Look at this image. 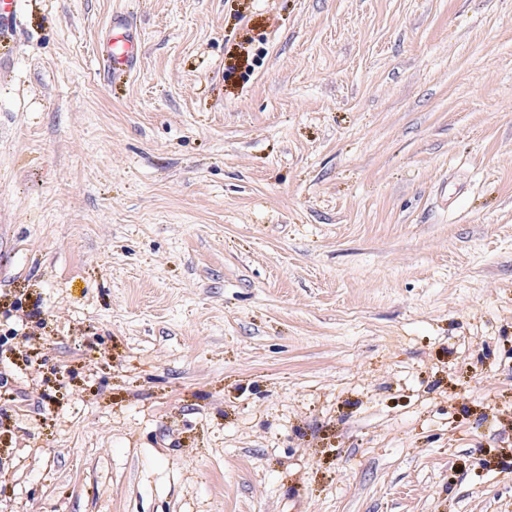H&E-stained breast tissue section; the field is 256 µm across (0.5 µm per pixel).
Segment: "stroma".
Returning <instances> with one entry per match:
<instances>
[{
    "label": "stroma",
    "instance_id": "35a3bbf8",
    "mask_svg": "<svg viewBox=\"0 0 512 512\" xmlns=\"http://www.w3.org/2000/svg\"><path fill=\"white\" fill-rule=\"evenodd\" d=\"M0 512H512V0H19ZM100 52L112 76L125 75L135 68L141 54V41L125 20L113 17L111 32Z\"/></svg>",
    "mask_w": 512,
    "mask_h": 512
}]
</instances>
